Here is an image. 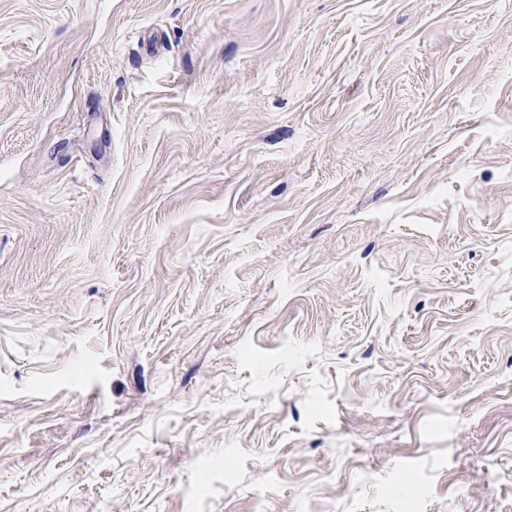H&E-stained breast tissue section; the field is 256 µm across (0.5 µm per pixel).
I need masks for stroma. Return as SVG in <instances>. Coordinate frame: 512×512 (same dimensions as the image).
I'll list each match as a JSON object with an SVG mask.
<instances>
[{
  "mask_svg": "<svg viewBox=\"0 0 512 512\" xmlns=\"http://www.w3.org/2000/svg\"><path fill=\"white\" fill-rule=\"evenodd\" d=\"M462 502L512 512V0H0V512Z\"/></svg>",
  "mask_w": 512,
  "mask_h": 512,
  "instance_id": "35a3bbf8",
  "label": "stroma"
}]
</instances>
